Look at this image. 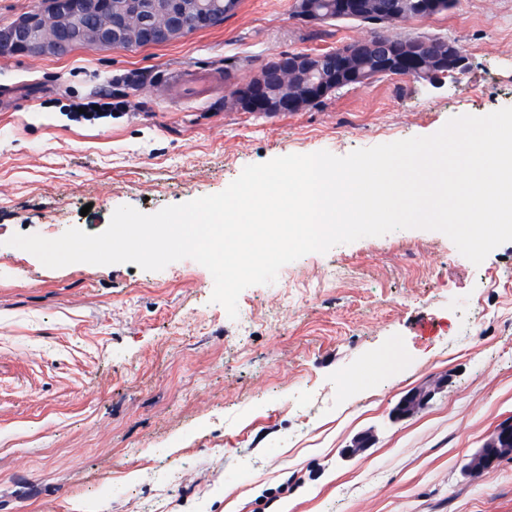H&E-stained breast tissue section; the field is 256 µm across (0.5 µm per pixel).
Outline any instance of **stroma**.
<instances>
[{
  "mask_svg": "<svg viewBox=\"0 0 512 512\" xmlns=\"http://www.w3.org/2000/svg\"><path fill=\"white\" fill-rule=\"evenodd\" d=\"M295 2L240 0L161 46L0 57V512H512V458L463 469L512 419V241L476 265L438 231L365 237L247 287L234 319L191 259L52 269L8 244L98 234L119 206L216 194L250 164L512 107V0H460L390 28L457 41L458 77L380 78L275 116L225 110L271 55L366 34L302 23ZM162 71L215 77L214 91L188 99ZM115 89L123 108L86 110ZM443 375L426 409L390 419ZM367 431L374 444L345 456ZM450 381L449 376H441L416 387L404 395L390 411V418L402 421L413 417L425 409L436 394L443 391Z\"/></svg>",
  "mask_w": 512,
  "mask_h": 512,
  "instance_id": "obj_1",
  "label": "stroma"
}]
</instances>
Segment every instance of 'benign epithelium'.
Segmentation results:
<instances>
[{
    "label": "benign epithelium",
    "instance_id": "benign-epithelium-1",
    "mask_svg": "<svg viewBox=\"0 0 512 512\" xmlns=\"http://www.w3.org/2000/svg\"><path fill=\"white\" fill-rule=\"evenodd\" d=\"M417 17H431L436 0H406ZM238 0H43L42 6L13 23L0 25V57L17 55L64 57L78 47L119 48L164 45L187 33L208 29L214 22L234 13ZM378 70L397 69V60L376 41ZM468 57L454 53L449 69L427 75L430 81L465 72ZM273 112H295L299 100L292 97L265 100ZM450 378L441 376L404 395L390 411V418L402 421L425 409ZM373 435L363 433L351 441L346 454L356 455L372 446ZM512 456V420L498 424L482 447L468 458L466 470L474 475L493 472L497 462Z\"/></svg>",
    "mask_w": 512,
    "mask_h": 512
}]
</instances>
